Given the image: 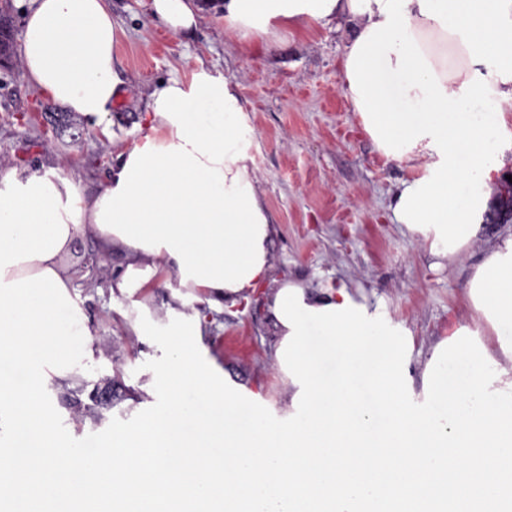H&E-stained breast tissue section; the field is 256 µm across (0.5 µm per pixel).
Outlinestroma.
<instances>
[{
	"label": "stroma",
	"instance_id": "1",
	"mask_svg": "<svg viewBox=\"0 0 512 512\" xmlns=\"http://www.w3.org/2000/svg\"><path fill=\"white\" fill-rule=\"evenodd\" d=\"M110 6L122 26L115 57L123 94L107 126L76 114L80 138L57 137L48 115L61 104L27 83L18 60L0 64V166H48L61 158L98 186L118 150L140 139L153 85L172 77L191 81L201 67L233 76L253 130L260 192L278 226L270 250L275 277L312 289L346 285L410 333L414 363L450 329L474 324L467 280L487 243L512 232V217L488 212L476 241L452 264L439 262L395 224L391 197L411 171L379 155L340 86L348 22L294 32L266 52L226 35L215 13H205L192 30L175 32L151 19L142 0H110ZM123 261L113 252L76 288L97 353L86 378L121 377L111 410L101 421H80L61 397L49 399L56 435L84 448L101 446L113 426L129 419L126 397L167 344L163 336L131 339L115 321L109 283ZM273 341L261 300L212 309L204 326L209 359L277 408L284 383L274 367Z\"/></svg>",
	"mask_w": 512,
	"mask_h": 512
}]
</instances>
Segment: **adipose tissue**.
Masks as SVG:
<instances>
[{"label": "adipose tissue", "mask_w": 512, "mask_h": 512, "mask_svg": "<svg viewBox=\"0 0 512 512\" xmlns=\"http://www.w3.org/2000/svg\"><path fill=\"white\" fill-rule=\"evenodd\" d=\"M170 29L220 14L238 41L269 49L294 29L342 20L353 34L341 82L362 131L413 170L390 209L417 243L456 262L490 200L501 151L464 102L512 112V0H145ZM20 64L27 82L104 121L120 94V23L109 0H29ZM147 134L119 150L87 192L61 167H0V512H512V233L487 246L467 281L482 331L435 343L420 384L408 342L345 287L312 293L275 279L276 234L258 186L238 85L206 70L159 83ZM479 192L458 197V185ZM125 257L112 302L125 335L165 336L162 368L136 386L132 420L95 455L61 441L46 404L94 358L63 258L77 238ZM173 292L162 311L150 287ZM264 291L285 403L267 408L201 355L203 307ZM318 328L344 360L323 377L307 342ZM493 336L496 347L483 339ZM462 361L463 377L448 374ZM167 388L168 402L151 401ZM209 406L196 433L181 393Z\"/></svg>", "instance_id": "ef3b65f1"}]
</instances>
